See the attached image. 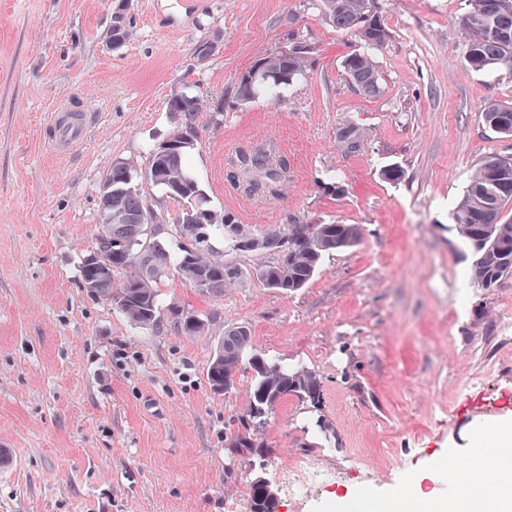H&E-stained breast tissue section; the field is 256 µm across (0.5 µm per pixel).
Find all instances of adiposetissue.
<instances>
[{"instance_id": "ef3b65f1", "label": "adipose tissue", "mask_w": 512, "mask_h": 512, "mask_svg": "<svg viewBox=\"0 0 512 512\" xmlns=\"http://www.w3.org/2000/svg\"><path fill=\"white\" fill-rule=\"evenodd\" d=\"M464 482L466 487L483 485V497L472 498L465 487L455 498L445 500L424 492L420 478L413 476L393 490L391 499L401 512H512V464L499 460L490 466L474 460Z\"/></svg>"}]
</instances>
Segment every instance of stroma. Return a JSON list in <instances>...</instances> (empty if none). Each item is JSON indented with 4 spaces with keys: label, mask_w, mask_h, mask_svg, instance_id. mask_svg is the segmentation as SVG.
I'll use <instances>...</instances> for the list:
<instances>
[{
    "label": "stroma",
    "mask_w": 512,
    "mask_h": 512,
    "mask_svg": "<svg viewBox=\"0 0 512 512\" xmlns=\"http://www.w3.org/2000/svg\"><path fill=\"white\" fill-rule=\"evenodd\" d=\"M388 42L372 57L381 93L343 70L360 51L316 0H0V512H248L262 477L278 512H337L448 458L470 461L475 431L511 415L512 278L478 291L451 220L485 160L512 155V137L485 126L484 107L512 102V72L472 69L460 20L466 0H379ZM124 13L131 32L109 31ZM215 50L204 64L196 48ZM293 43L311 54L280 99L200 113L188 163L216 211L261 234L299 224H357V246L326 256L295 292L251 274L267 252L231 254L245 274L223 294L175 270L163 309L203 319L201 334L149 329L81 285L93 251L100 189L115 161L144 169L180 122L179 83L231 93L259 59ZM86 113L82 143L53 149L51 126ZM361 132L345 151L338 130ZM273 145L288 181L250 197L227 177L237 150ZM397 165L402 177L382 176ZM251 332L254 351L321 381L319 407L290 396L255 431L260 454L229 457L244 423L251 372L211 390L208 365L225 332ZM475 396L489 413L459 419ZM305 457L335 471L304 510L279 469Z\"/></svg>",
    "instance_id": "stroma-1"
}]
</instances>
